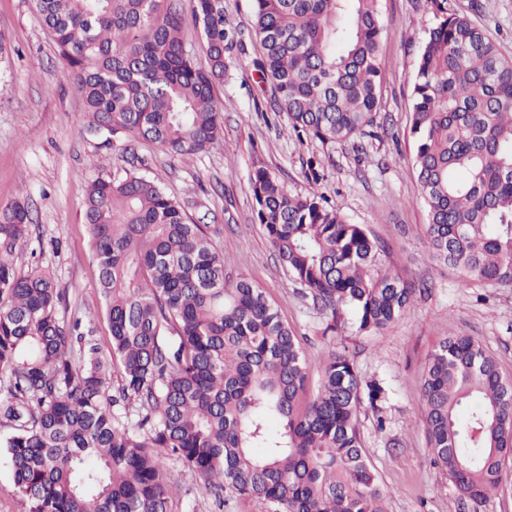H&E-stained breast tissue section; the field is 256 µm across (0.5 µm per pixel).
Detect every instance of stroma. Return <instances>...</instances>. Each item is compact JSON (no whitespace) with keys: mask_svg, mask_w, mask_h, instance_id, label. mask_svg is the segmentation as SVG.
Wrapping results in <instances>:
<instances>
[{"mask_svg":"<svg viewBox=\"0 0 512 512\" xmlns=\"http://www.w3.org/2000/svg\"><path fill=\"white\" fill-rule=\"evenodd\" d=\"M254 0H224V16L245 32L243 50L227 59L224 131L203 154L183 161L139 142L127 152L102 146L79 122L82 99L30 0H0V30L16 54L12 79L0 87V205L25 200L33 225L26 255L56 272L67 290V314L90 321L101 354L110 332L97 287L98 269L84 200L96 177L138 169L186 205L192 218L211 215L210 233L229 279L248 277L277 305L306 353L309 380L317 382L329 352L346 354L358 373L382 380L390 391L385 430L361 413L367 454L388 491L387 512H512V462L503 486L480 504L459 509L445 470L433 462L420 423V379L427 357L447 336L477 339L512 379V284L460 283L454 272L424 258L427 210L413 167L410 132L413 81L427 30L436 19L424 0H381L384 38L382 97L375 127L350 140L323 143L297 136L257 69L252 35ZM449 11L484 27L512 58V0H448ZM276 174L294 194L339 205L348 220L384 241L392 263L425 288L404 315L382 333L358 332L347 312L325 333L329 312L302 295L284 273L257 223L250 178L257 167ZM178 490L175 512H219L199 478L167 461Z\"/></svg>","mask_w":512,"mask_h":512,"instance_id":"35a3bbf8","label":"stroma"}]
</instances>
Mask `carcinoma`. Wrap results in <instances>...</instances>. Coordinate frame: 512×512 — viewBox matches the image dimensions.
<instances>
[{
  "label": "carcinoma",
  "instance_id": "carcinoma-1",
  "mask_svg": "<svg viewBox=\"0 0 512 512\" xmlns=\"http://www.w3.org/2000/svg\"><path fill=\"white\" fill-rule=\"evenodd\" d=\"M380 0H255L259 66L296 133L322 143L374 125ZM428 32L413 83V165L427 209L428 259L464 282L512 279V59L447 0H425ZM84 101L83 130L190 159L217 140L227 54L244 33L224 0H32ZM201 28L207 65L184 45ZM12 48L0 32V80ZM257 223L283 270L361 332L399 319L418 291L383 242L342 208L288 193L264 167L250 179ZM85 224L111 338L60 315L56 273L17 259L26 202L0 207V448L23 512H173L166 468L192 470L216 498L270 512H385L359 414L384 429L388 390L331 353L316 392L301 342L264 290L226 280L208 225L157 181L128 170L90 182ZM117 384L110 386L111 378ZM421 420L461 504L480 503L512 458V380L478 340L446 337L421 380Z\"/></svg>",
  "mask_w": 512,
  "mask_h": 512
}]
</instances>
